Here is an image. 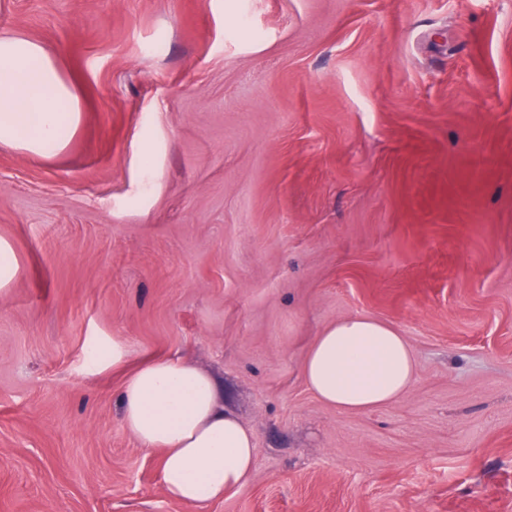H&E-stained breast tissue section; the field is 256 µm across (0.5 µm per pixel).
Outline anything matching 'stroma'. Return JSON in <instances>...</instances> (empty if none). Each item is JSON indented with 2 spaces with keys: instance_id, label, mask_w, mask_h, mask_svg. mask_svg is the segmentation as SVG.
Returning <instances> with one entry per match:
<instances>
[{
  "instance_id": "stroma-1",
  "label": "stroma",
  "mask_w": 512,
  "mask_h": 512,
  "mask_svg": "<svg viewBox=\"0 0 512 512\" xmlns=\"http://www.w3.org/2000/svg\"><path fill=\"white\" fill-rule=\"evenodd\" d=\"M5 32L82 117L0 145V512H512V0H0ZM354 315L416 376L340 412L301 368ZM101 336L217 378L244 488L165 494ZM19 271L18 259L13 245L0 239V291L7 290Z\"/></svg>"
}]
</instances>
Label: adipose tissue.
Here are the masks:
<instances>
[{
	"mask_svg": "<svg viewBox=\"0 0 512 512\" xmlns=\"http://www.w3.org/2000/svg\"><path fill=\"white\" fill-rule=\"evenodd\" d=\"M80 119L79 99L45 47L0 35V144L54 156L75 135ZM95 370L123 371V426L143 448L159 451L168 497L200 505L246 486L256 457L255 436L225 410L212 375L178 357L132 363L128 344L118 341ZM415 374L416 359L405 337L367 316L326 327L302 367L310 392L341 412L393 404Z\"/></svg>",
	"mask_w": 512,
	"mask_h": 512,
	"instance_id": "obj_1",
	"label": "adipose tissue"
}]
</instances>
